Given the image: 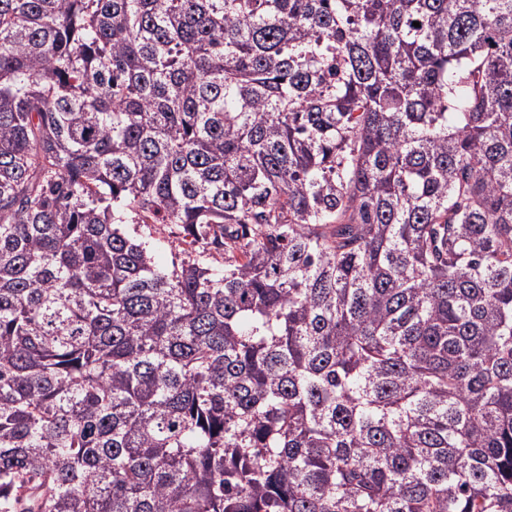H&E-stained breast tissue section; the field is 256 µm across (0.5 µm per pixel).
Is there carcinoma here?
<instances>
[{
	"mask_svg": "<svg viewBox=\"0 0 512 512\" xmlns=\"http://www.w3.org/2000/svg\"><path fill=\"white\" fill-rule=\"evenodd\" d=\"M0 512H512V0H0ZM123 227L132 237L147 241L152 245L154 262L169 271L178 269L185 259L184 249L188 247L183 242L180 228L162 226L160 224H135L134 218L127 219Z\"/></svg>",
	"mask_w": 512,
	"mask_h": 512,
	"instance_id": "cac0c4a2",
	"label": "carcinoma"
}]
</instances>
